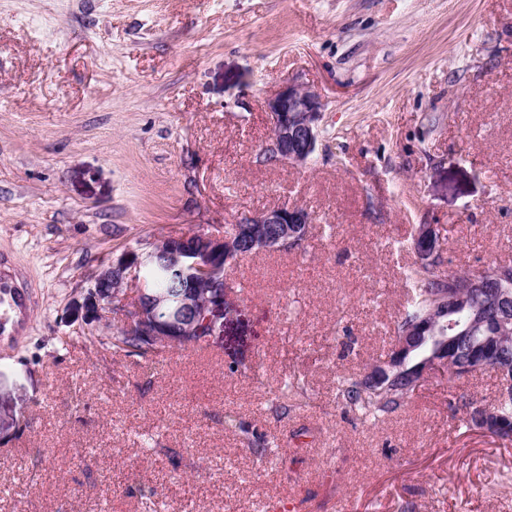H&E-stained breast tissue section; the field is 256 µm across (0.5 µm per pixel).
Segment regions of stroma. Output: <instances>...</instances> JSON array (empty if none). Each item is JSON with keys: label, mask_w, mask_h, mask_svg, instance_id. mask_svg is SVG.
I'll return each mask as SVG.
<instances>
[{"label": "stroma", "mask_w": 512, "mask_h": 512, "mask_svg": "<svg viewBox=\"0 0 512 512\" xmlns=\"http://www.w3.org/2000/svg\"><path fill=\"white\" fill-rule=\"evenodd\" d=\"M288 83L325 103L302 167L262 156ZM291 205L305 243L228 269L205 349L151 365L100 344L118 313L74 319L135 242ZM421 224L450 272L512 263V0H0V257L34 305L0 341V512H512V441L454 412L495 374L434 367L375 424L336 403Z\"/></svg>", "instance_id": "stroma-1"}]
</instances>
